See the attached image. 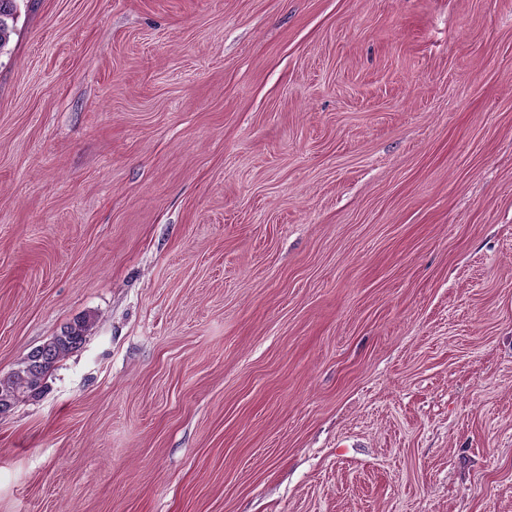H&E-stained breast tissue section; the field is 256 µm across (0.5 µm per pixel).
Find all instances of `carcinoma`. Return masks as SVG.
<instances>
[{"label": "carcinoma", "instance_id": "cac0c4a2", "mask_svg": "<svg viewBox=\"0 0 512 512\" xmlns=\"http://www.w3.org/2000/svg\"><path fill=\"white\" fill-rule=\"evenodd\" d=\"M16 11L17 0H0V47L9 37L8 20L14 18ZM87 330L84 320L64 326L58 334L32 350L21 367L0 377V414L8 412L19 398L39 394L56 364L83 341Z\"/></svg>", "mask_w": 512, "mask_h": 512}]
</instances>
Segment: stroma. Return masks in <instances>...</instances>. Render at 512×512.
<instances>
[{"mask_svg": "<svg viewBox=\"0 0 512 512\" xmlns=\"http://www.w3.org/2000/svg\"><path fill=\"white\" fill-rule=\"evenodd\" d=\"M0 512H512V0H21ZM88 327L85 320L64 326L58 334L32 350L21 367L0 377V414L8 412L20 397L39 394L56 364L83 341Z\"/></svg>", "mask_w": 512, "mask_h": 512, "instance_id": "stroma-1", "label": "stroma"}]
</instances>
